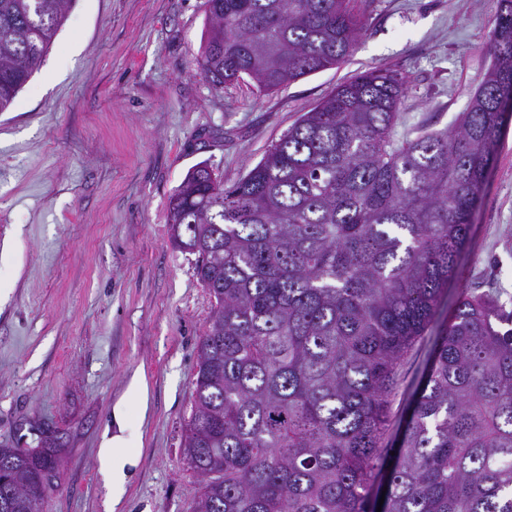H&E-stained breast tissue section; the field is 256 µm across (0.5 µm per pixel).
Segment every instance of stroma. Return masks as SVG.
Wrapping results in <instances>:
<instances>
[{
	"label": "stroma",
	"instance_id": "35a3bbf8",
	"mask_svg": "<svg viewBox=\"0 0 512 512\" xmlns=\"http://www.w3.org/2000/svg\"><path fill=\"white\" fill-rule=\"evenodd\" d=\"M351 5L365 31L347 62L262 93L201 74L205 0H74L0 112V445L34 447L40 425L62 435L61 478L39 512H192L201 479L182 434L215 300L173 246L167 207L193 166L232 185L337 84L378 64L410 79L398 136L466 110L498 0ZM490 286L512 300V125L456 278L401 362L386 447L460 294ZM136 381L145 401L128 396ZM118 433L133 462L116 488L99 451Z\"/></svg>",
	"mask_w": 512,
	"mask_h": 512
}]
</instances>
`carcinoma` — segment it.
<instances>
[{"mask_svg":"<svg viewBox=\"0 0 512 512\" xmlns=\"http://www.w3.org/2000/svg\"><path fill=\"white\" fill-rule=\"evenodd\" d=\"M73 0H0V111ZM200 66L260 92L336 67L364 23L350 0H205ZM455 124L395 142L405 74L374 66L302 114L230 187L209 167L167 223L215 299L182 447L193 512H512V309L466 293L386 463L398 365L433 322L467 245L512 101V0ZM62 443L0 448V512H38ZM387 471L384 503L375 479Z\"/></svg>","mask_w":512,"mask_h":512,"instance_id":"obj_1","label":"carcinoma"}]
</instances>
